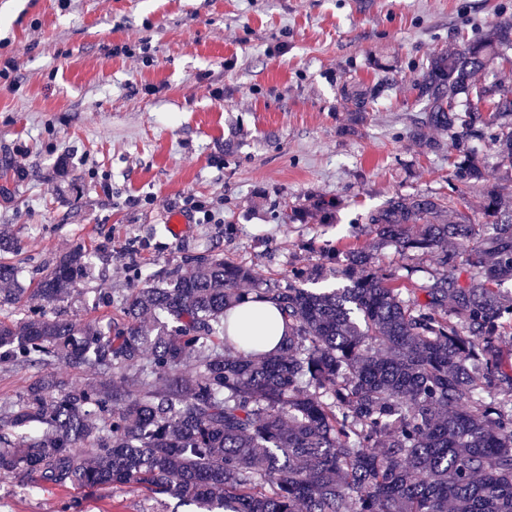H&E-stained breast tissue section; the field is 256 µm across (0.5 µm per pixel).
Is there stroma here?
<instances>
[{
	"label": "stroma",
	"instance_id": "35a3bbf8",
	"mask_svg": "<svg viewBox=\"0 0 512 512\" xmlns=\"http://www.w3.org/2000/svg\"><path fill=\"white\" fill-rule=\"evenodd\" d=\"M0 0V157L22 175L0 225L24 279L74 247L95 267L79 319L207 251L287 284L323 245L373 254L406 285L427 255L378 246L367 214L393 196L482 200L451 184L460 155L412 137L414 82L434 52L512 21V0ZM150 46L149 60L127 48ZM396 84L381 87L384 76ZM371 93L364 115L354 102ZM188 224L172 234L171 212ZM112 291V302L99 297ZM158 512L135 487L86 492L0 472V512Z\"/></svg>",
	"mask_w": 512,
	"mask_h": 512
}]
</instances>
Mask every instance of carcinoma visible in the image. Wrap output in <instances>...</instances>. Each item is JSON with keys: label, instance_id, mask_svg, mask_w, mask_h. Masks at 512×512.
<instances>
[{"label": "carcinoma", "instance_id": "carcinoma-1", "mask_svg": "<svg viewBox=\"0 0 512 512\" xmlns=\"http://www.w3.org/2000/svg\"><path fill=\"white\" fill-rule=\"evenodd\" d=\"M512 45V22L436 55L415 81L429 130L489 138L512 167V87L475 76ZM454 177L476 186L473 160ZM429 195L396 196L367 224L401 253L435 257L439 272L407 288L372 258L329 245L281 286L218 254L186 258L148 281L100 325L47 309L80 294L94 256H56L25 288L12 237L0 228V365L46 370L0 410V471L81 488L135 486L192 512H512V208L484 192L492 232ZM468 248L467 282L454 275ZM333 265L340 288L313 291ZM274 303L287 332L274 351L245 352L228 312ZM58 367L97 374L80 386Z\"/></svg>", "mask_w": 512, "mask_h": 512}]
</instances>
